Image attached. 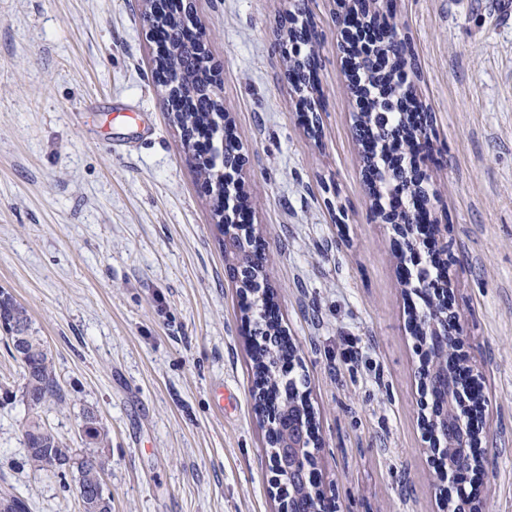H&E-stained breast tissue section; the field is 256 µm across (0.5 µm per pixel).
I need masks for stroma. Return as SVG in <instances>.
I'll return each instance as SVG.
<instances>
[{"instance_id":"obj_1","label":"stroma","mask_w":512,"mask_h":512,"mask_svg":"<svg viewBox=\"0 0 512 512\" xmlns=\"http://www.w3.org/2000/svg\"><path fill=\"white\" fill-rule=\"evenodd\" d=\"M318 131L278 41L288 0H195L247 163L241 188L298 348L337 512H448L421 423L414 290L372 222L334 0H309ZM431 116L424 187L447 224L461 352L490 400L479 512H512V13L395 0ZM138 0H0V291L44 339L71 448L86 414L112 512H272L250 324L195 167L153 80ZM22 367L0 332V495L82 512L26 458Z\"/></svg>"}]
</instances>
